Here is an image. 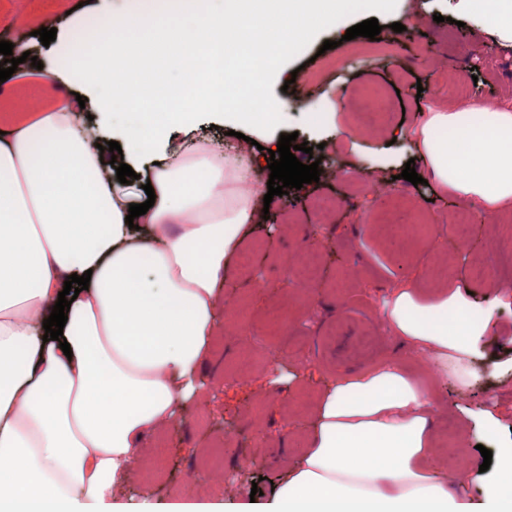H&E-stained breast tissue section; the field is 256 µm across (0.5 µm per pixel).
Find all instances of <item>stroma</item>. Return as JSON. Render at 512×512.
Here are the masks:
<instances>
[{
    "mask_svg": "<svg viewBox=\"0 0 512 512\" xmlns=\"http://www.w3.org/2000/svg\"><path fill=\"white\" fill-rule=\"evenodd\" d=\"M113 2L0 0V41L27 37L47 64L41 79L52 80L73 17L93 18ZM46 14L57 18L56 39L47 46L36 36ZM371 18L381 33L364 41L365 57L352 63L344 35ZM395 22L403 32L392 30ZM327 40L335 46L326 51ZM473 52L489 56L491 65L472 66ZM460 80L468 94H459ZM261 94L287 104L286 118L260 128L208 109L196 115L197 135L235 146L243 135L263 145L294 132L322 173L318 182L274 197L268 223L244 227L219 289L227 308L219 316L223 329L197 374L205 404L189 403L182 417L145 438L124 495L271 496L287 480L296 443L313 431L318 401L336 378L393 363L416 373L436 404L434 466L449 492L481 497L482 449L496 456L512 449V288L497 287L485 264L490 249L512 235V203L455 232L448 222L464 200L436 182L416 186L400 174L408 162L424 173L410 134L440 102L512 108V48L502 47L460 0H392L383 10L360 7L299 45ZM315 105L326 114L318 129L304 117ZM392 205L400 223L424 220L430 232L415 243L383 232L379 219ZM305 249L322 253L312 288L289 280L290 261ZM414 283L428 297L453 285L476 305L497 304L499 333L481 341L470 386L433 377L384 323L381 302ZM282 334L287 346L269 356L266 346ZM484 412L498 421L490 439L474 421ZM219 470L227 485L210 481Z\"/></svg>",
    "mask_w": 512,
    "mask_h": 512,
    "instance_id": "obj_1",
    "label": "stroma"
}]
</instances>
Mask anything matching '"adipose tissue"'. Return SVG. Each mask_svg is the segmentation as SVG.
<instances>
[{"instance_id": "ef3b65f1", "label": "adipose tissue", "mask_w": 512, "mask_h": 512, "mask_svg": "<svg viewBox=\"0 0 512 512\" xmlns=\"http://www.w3.org/2000/svg\"><path fill=\"white\" fill-rule=\"evenodd\" d=\"M498 39L512 44V0H463ZM350 0H179V27H142L114 11V26L138 34L112 49L95 31V70H69L62 86L35 84L20 99L29 114L0 144V512H512V452L499 457L481 498L449 493L432 474L435 405L400 367L383 364L337 380L312 434L278 492L253 502L179 496L134 501L121 487L143 439L200 400L194 374L216 334L224 259L255 223L262 192L250 166L192 138L197 111L221 105L249 69L261 81L271 54L314 36ZM182 62L179 78L145 87L133 72ZM84 87L82 96L69 92ZM150 95L165 110L147 116L115 161L101 159L107 132L76 126L81 102L105 119ZM184 133L153 168L156 198L126 223L134 194L115 163L151 155L173 128ZM430 177L484 214L512 198V111L456 104L430 114L417 142ZM90 274L67 312L62 341H44L64 282ZM383 317L436 376L459 384L480 341L497 333L491 306L449 290L431 303L397 291ZM71 351L63 353L61 342Z\"/></svg>"}]
</instances>
